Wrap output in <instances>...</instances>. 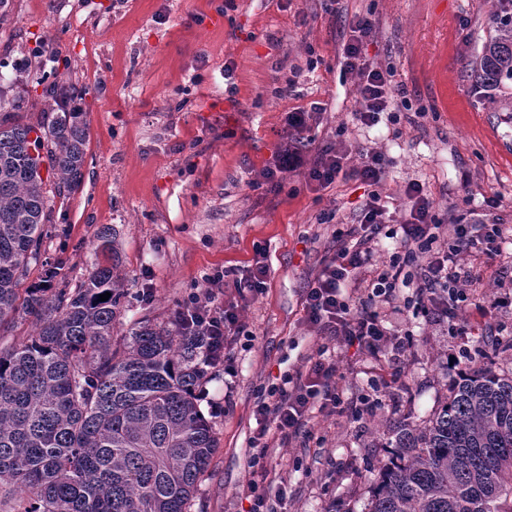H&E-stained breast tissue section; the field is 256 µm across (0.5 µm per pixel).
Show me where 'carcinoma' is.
Segmentation results:
<instances>
[{
  "mask_svg": "<svg viewBox=\"0 0 512 512\" xmlns=\"http://www.w3.org/2000/svg\"><path fill=\"white\" fill-rule=\"evenodd\" d=\"M490 24L470 62L485 92L512 85V0H497ZM60 69L36 121L21 96L0 113V329L33 324L0 348V512H191L217 448L197 394L206 346L175 317L114 334L123 293L110 260L74 289L39 263L52 199L81 185L88 144ZM33 263L41 279L19 287ZM509 350L495 341L424 424L385 431L369 512H512V373L494 367Z\"/></svg>",
  "mask_w": 512,
  "mask_h": 512,
  "instance_id": "obj_1",
  "label": "carcinoma"
}]
</instances>
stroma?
Instances as JSON below:
<instances>
[{"instance_id":"stroma-1","label":"stroma","mask_w":512,"mask_h":512,"mask_svg":"<svg viewBox=\"0 0 512 512\" xmlns=\"http://www.w3.org/2000/svg\"><path fill=\"white\" fill-rule=\"evenodd\" d=\"M494 8V0H6L0 7V101L41 102L43 86L13 82L11 65L25 59L31 73L49 70L44 54L55 48L85 90L84 179L55 199L45 242L58 281L80 284L99 230L109 228L124 331L144 316L173 317L214 270L243 273L260 256L269 267L260 293L213 291L216 305L238 302L249 333L232 346L236 378L211 372L200 398L217 450L195 512H247L256 392L315 356L322 340L302 323L304 293L370 191L398 208L406 184L419 182L448 225L469 218L467 187L478 200L497 195L493 216L512 226V95L487 103L465 69L489 35ZM358 14L376 26L368 58L393 70L409 98L395 105L394 121L372 128L352 122L356 82L341 69ZM316 104L322 111L304 153L326 143L378 148L395 164L377 187L346 176L323 189L299 172L275 187L258 184L288 139V113ZM388 318L413 325L400 367L385 356L338 353L345 397L398 376L399 388L375 414L353 423L317 413L307 437L270 440L265 461L270 480L288 484L286 512H365L387 457L371 445L381 424L408 414L428 419L456 378L450 360L467 337L404 306Z\"/></svg>"}]
</instances>
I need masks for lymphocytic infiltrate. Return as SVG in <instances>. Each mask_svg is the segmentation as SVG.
Returning <instances> with one entry per match:
<instances>
[{
    "label": "lymphocytic infiltrate",
    "instance_id": "lymphocytic-infiltrate-1",
    "mask_svg": "<svg viewBox=\"0 0 512 512\" xmlns=\"http://www.w3.org/2000/svg\"><path fill=\"white\" fill-rule=\"evenodd\" d=\"M374 30L370 17L355 16L349 25V37L343 45V71L357 80L359 107L353 114L357 125L373 127L390 113L395 98L406 90L393 81L391 71L379 69L366 58L363 46ZM313 113H289L287 123L293 132L291 140L277 151L272 166L261 177L271 182L283 174L303 171L310 180L329 186L343 175H350L364 184L376 185L391 160L383 152L361 148L359 167L348 168V148L323 146L312 157H305L298 143L311 129ZM407 203L400 213H390L378 193H371L357 224L337 236L336 250L308 286L303 298V323L324 338L315 357L304 369L285 376L281 383L258 389L256 416L258 428L252 445L258 453L253 459L255 478L248 484V512H279L287 495L279 490L268 496L261 483L268 478L263 463L264 448L270 435L289 441L304 434L314 413H351L353 417L371 412L376 400L362 398L350 404L339 392L336 376V347L356 348L359 354L379 358L380 354L404 357L410 343V328L395 326L387 318L394 307L400 286L406 285L405 268L416 269V312L433 316L462 335L476 337L478 342L498 336L499 329L490 321L493 311L512 307V267L497 264L505 244L512 242V228L504 224L482 221L456 224L450 237L440 234V220L424 186L409 182ZM399 226V251L387 267L377 266L374 257L379 248L378 236L383 225ZM479 261L490 277L498 281L501 292L491 301L475 303L473 320L459 322L458 293L469 272L462 256ZM269 267L256 262L249 274L227 279L219 271L209 276L211 289L233 286L236 292L262 291ZM209 293L193 295L179 309L178 315L186 329L205 340L211 349L213 365L223 366L225 373L235 375L229 347L247 326L237 304L213 306Z\"/></svg>",
    "mask_w": 512,
    "mask_h": 512
}]
</instances>
